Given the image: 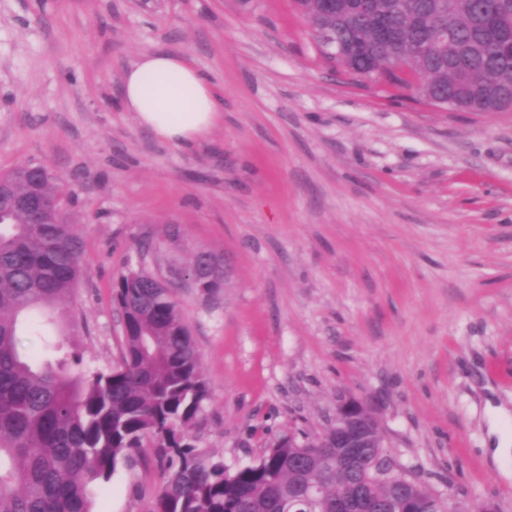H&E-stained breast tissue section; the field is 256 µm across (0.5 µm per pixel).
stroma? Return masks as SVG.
I'll list each match as a JSON object with an SVG mask.
<instances>
[{"label":"stroma","instance_id":"stroma-1","mask_svg":"<svg viewBox=\"0 0 512 512\" xmlns=\"http://www.w3.org/2000/svg\"><path fill=\"white\" fill-rule=\"evenodd\" d=\"M186 56L224 121L186 151L120 105L146 53ZM45 166L83 240L87 367L122 357L113 283H171L211 399L194 435L237 467L373 405L386 451L433 490L512 512V112H451L332 71L292 0H0V172ZM202 258L219 291L177 278ZM150 449L93 512H152ZM508 418L507 411L502 408H492L490 414V432L496 435L498 443L495 447V455H507L512 448V440L502 429V423Z\"/></svg>","mask_w":512,"mask_h":512}]
</instances>
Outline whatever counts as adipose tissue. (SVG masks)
<instances>
[{
    "label": "adipose tissue",
    "instance_id": "1",
    "mask_svg": "<svg viewBox=\"0 0 512 512\" xmlns=\"http://www.w3.org/2000/svg\"><path fill=\"white\" fill-rule=\"evenodd\" d=\"M122 102L141 126L181 150L209 136L222 113L211 80L168 53L143 55L125 72Z\"/></svg>",
    "mask_w": 512,
    "mask_h": 512
}]
</instances>
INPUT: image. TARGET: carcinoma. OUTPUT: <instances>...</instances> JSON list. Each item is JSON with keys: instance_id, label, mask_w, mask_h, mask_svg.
Segmentation results:
<instances>
[{"instance_id": "cac0c4a2", "label": "carcinoma", "mask_w": 512, "mask_h": 512, "mask_svg": "<svg viewBox=\"0 0 512 512\" xmlns=\"http://www.w3.org/2000/svg\"><path fill=\"white\" fill-rule=\"evenodd\" d=\"M294 2L316 42L344 46L334 63L346 76L383 78L454 111L512 112V52L498 50L486 24L493 8L512 17V0H341L330 17L314 13V0ZM442 22L453 37L433 45L429 34ZM9 184L22 197L31 178L17 171ZM87 268L73 225L56 217L33 224L0 196V512H91L93 488L139 448L164 465L154 512H336V499L357 487L383 512L410 500L407 487L375 477L376 448L340 470L325 465L336 449L305 460L286 437L232 470L198 448L192 431L210 400L200 354L173 290L142 269L113 287L123 315L120 362L85 369L71 335L51 330L75 327L74 293ZM32 328L45 335L42 363L17 346ZM297 479L321 485L320 497L296 505Z\"/></svg>"}]
</instances>
